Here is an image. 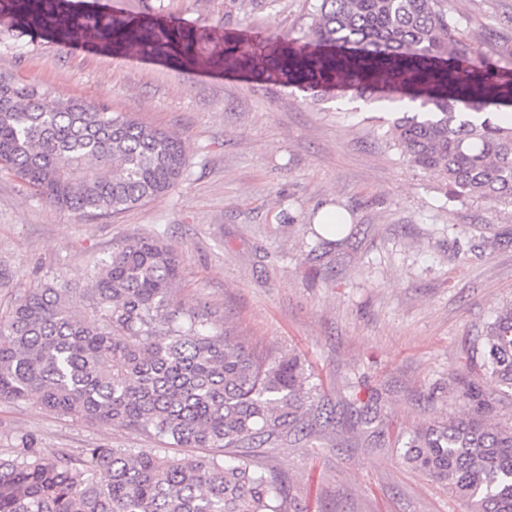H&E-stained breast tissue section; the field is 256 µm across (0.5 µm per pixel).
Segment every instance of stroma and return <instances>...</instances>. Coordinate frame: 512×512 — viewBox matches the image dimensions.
Wrapping results in <instances>:
<instances>
[{"label":"stroma","instance_id":"stroma-1","mask_svg":"<svg viewBox=\"0 0 512 512\" xmlns=\"http://www.w3.org/2000/svg\"><path fill=\"white\" fill-rule=\"evenodd\" d=\"M107 2L205 32L200 63L85 48L78 32L34 43L0 15V75L175 133L187 169L170 193L115 217L56 208L0 172V313L41 281H83L124 241L160 239L180 257L181 303L218 309L255 350L298 355L315 407L330 414L312 436L251 451L286 481L288 512H467L405 461V444L426 422L466 412L471 382L495 419L512 421V394L466 355L512 303V204L447 201L442 174L413 169L389 143L393 105L350 91L315 97L207 63L231 31H243L245 51L257 35L300 36L314 0ZM448 8L482 50L489 30L512 37V0ZM326 204L350 226L322 241L312 226ZM24 435L72 454L153 445L33 400L0 401V453Z\"/></svg>","mask_w":512,"mask_h":512}]
</instances>
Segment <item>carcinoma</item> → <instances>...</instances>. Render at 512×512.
<instances>
[{
    "mask_svg": "<svg viewBox=\"0 0 512 512\" xmlns=\"http://www.w3.org/2000/svg\"><path fill=\"white\" fill-rule=\"evenodd\" d=\"M19 34L59 42L80 29L114 52L137 47L194 65L192 29L157 12L117 16L85 0H0ZM224 35V66L264 81L325 94L347 88L402 103L387 131L411 167L439 172L450 199L512 204V39L492 54L461 33L447 0H315L296 39H265L266 58L237 55ZM186 168L180 139L80 98L57 102L40 85L0 78V171L55 206L120 213L169 193ZM180 264L156 238L112 250L90 287L43 281L0 315V401L35 400L76 421L135 431L155 448L46 452L28 437L0 456V512H288L282 481L244 456L309 435L312 387L291 354L260 353L209 307L176 296ZM483 366L512 391V303L490 324ZM471 411L430 421L406 442L410 466L448 487L468 512H512V424L493 419L475 382ZM212 448L175 458L165 449ZM108 480H99L100 471Z\"/></svg>",
    "mask_w": 512,
    "mask_h": 512,
    "instance_id": "obj_1",
    "label": "carcinoma"
}]
</instances>
